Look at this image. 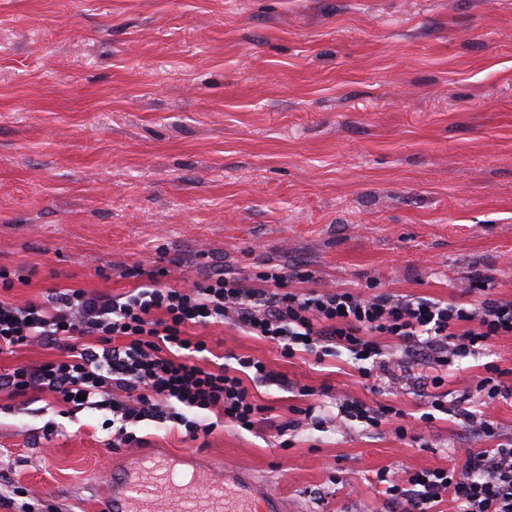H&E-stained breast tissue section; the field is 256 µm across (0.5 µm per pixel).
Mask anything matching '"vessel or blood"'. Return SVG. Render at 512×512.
Instances as JSON below:
<instances>
[{"mask_svg": "<svg viewBox=\"0 0 512 512\" xmlns=\"http://www.w3.org/2000/svg\"><path fill=\"white\" fill-rule=\"evenodd\" d=\"M183 460L136 457L112 480L106 512H254V488L222 470L185 473Z\"/></svg>", "mask_w": 512, "mask_h": 512, "instance_id": "obj_1", "label": "vessel or blood"}]
</instances>
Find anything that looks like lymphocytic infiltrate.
<instances>
[{"mask_svg":"<svg viewBox=\"0 0 512 512\" xmlns=\"http://www.w3.org/2000/svg\"><path fill=\"white\" fill-rule=\"evenodd\" d=\"M132 274L139 285L120 295L65 287L47 300L18 305L6 296L16 274L0 266V354L34 344H54L64 352L57 360L0 371V395L48 394L72 413L108 412L103 425L115 448L143 447L131 430L143 421L174 423L197 440L214 429L202 419L205 411H222L225 421L249 430L268 416L241 372L253 371L262 381L275 380V373L249 355L233 367L200 366L195 358L208 344L187 333L192 325L227 321L274 344L288 359L301 349L325 356L345 349L359 361L364 378L372 375L366 360L381 354L379 337L400 339L428 389L420 420L429 424L435 413L449 411L439 391L449 367L483 355L495 337L512 335V299L480 280L470 283L464 303L338 287L302 293L289 289L291 274L274 265L253 278L210 265L200 278L176 286L167 283L164 267ZM337 409L340 426L389 424L398 439L415 436L395 406L346 396ZM376 478L385 485L389 512H436L447 500L455 512H512V442L461 449L445 468L400 477L382 470Z\"/></svg>","mask_w":512,"mask_h":512,"instance_id":"obj_1","label":"lymphocytic infiltrate"}]
</instances>
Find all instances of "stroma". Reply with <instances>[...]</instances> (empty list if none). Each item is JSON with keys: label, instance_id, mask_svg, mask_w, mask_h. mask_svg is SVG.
Masks as SVG:
<instances>
[{"label": "stroma", "instance_id": "stroma-1", "mask_svg": "<svg viewBox=\"0 0 512 512\" xmlns=\"http://www.w3.org/2000/svg\"><path fill=\"white\" fill-rule=\"evenodd\" d=\"M232 272L267 265L342 287L462 299L474 279L512 299V0H0V265L26 267L16 304L62 286L122 294L129 269L198 250ZM210 362L262 359L325 389L319 425L288 449L268 424L219 423L205 439L136 425L145 453L255 472L290 512H376L380 470L448 466L484 447L445 415L402 441L343 429L335 398L424 410L418 370L383 336L389 371L364 379L346 350L287 359L244 330L191 328ZM512 369V335L462 360ZM105 413L0 397L11 480L50 512H101ZM55 422L51 439L42 428Z\"/></svg>", "mask_w": 512, "mask_h": 512}]
</instances>
